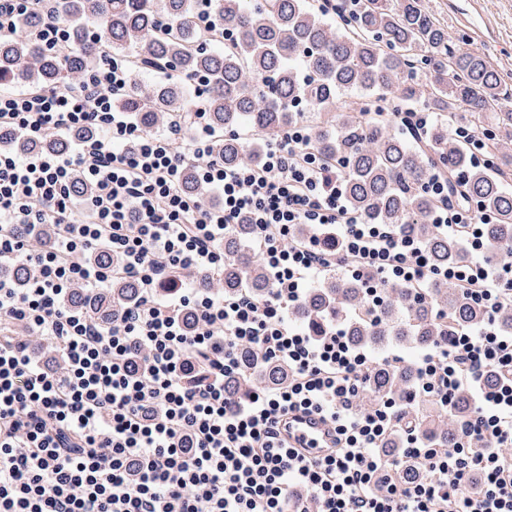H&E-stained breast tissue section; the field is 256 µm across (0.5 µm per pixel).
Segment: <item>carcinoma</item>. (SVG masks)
Here are the masks:
<instances>
[{
  "instance_id": "carcinoma-1",
  "label": "carcinoma",
  "mask_w": 512,
  "mask_h": 512,
  "mask_svg": "<svg viewBox=\"0 0 512 512\" xmlns=\"http://www.w3.org/2000/svg\"><path fill=\"white\" fill-rule=\"evenodd\" d=\"M69 27V43L49 49L27 34L40 21L22 22L21 30L0 38V88H62L101 53L129 58L135 83L121 105L135 113L152 133L168 123L192 131L194 88L184 78L202 74L211 84L204 112L211 128L232 135L216 139L214 154L232 168L256 163L260 142L275 131L300 123L310 144L330 161L344 159L341 174L350 206L381 224L412 227L437 265L469 260L454 240L428 223L434 200L423 185L435 168L448 167L465 178L469 201L497 215L485 225L488 245L500 258H512V154L501 151L512 130V100L504 83L483 56L459 47L448 28L424 12L418 0H363L339 17L313 0H210L212 24L199 23L190 0H47ZM358 94L367 104L385 103L388 111L423 106L434 122L421 143L409 140L383 116L352 104ZM466 125L486 133L491 164L474 167L466 146L455 144L448 129ZM68 141H29L0 127V146L18 153L62 150ZM250 226L237 225L224 238V295L242 287L264 297L270 281L262 259L242 248ZM362 277L331 274L293 311L295 324L311 329L332 318H345L347 334L359 347L382 349L394 341L410 349L433 344L447 328H476L484 311L454 288L436 287L417 303L404 287H387L378 318L363 309ZM140 295L133 280L117 278L94 299L75 291L70 302L89 307L104 323L112 322L115 304ZM226 381L233 396H248L256 380L273 386L288 371L273 362H253ZM415 376L410 363L382 365L371 381V395L405 399ZM416 429L427 441L453 444L450 428L434 403L416 402Z\"/></svg>"
}]
</instances>
